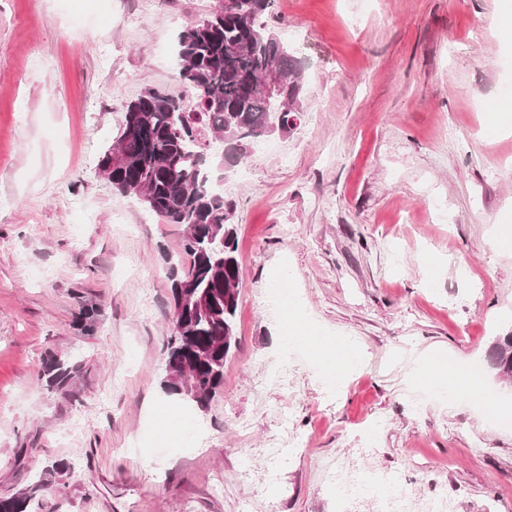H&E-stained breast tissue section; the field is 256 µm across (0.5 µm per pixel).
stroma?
Returning <instances> with one entry per match:
<instances>
[{
    "label": "stroma",
    "instance_id": "obj_1",
    "mask_svg": "<svg viewBox=\"0 0 512 512\" xmlns=\"http://www.w3.org/2000/svg\"><path fill=\"white\" fill-rule=\"evenodd\" d=\"M215 4L0 0V497L40 480L30 512H338L340 463L400 471L454 512H512V424L410 380L432 355L485 365L512 327V127L485 137L490 103L512 99L502 0H274L263 20L303 66L302 123L225 179L243 283L201 408L161 387L183 228L147 223L96 163L130 100L193 107L176 37ZM275 293L360 350L337 399L309 360L268 379ZM50 354L67 389L40 378ZM285 420L307 446L272 478Z\"/></svg>",
    "mask_w": 512,
    "mask_h": 512
}]
</instances>
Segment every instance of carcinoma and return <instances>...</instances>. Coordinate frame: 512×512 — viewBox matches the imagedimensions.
<instances>
[{
  "mask_svg": "<svg viewBox=\"0 0 512 512\" xmlns=\"http://www.w3.org/2000/svg\"><path fill=\"white\" fill-rule=\"evenodd\" d=\"M272 0H219L209 17L177 38L179 76L192 90L196 109L186 111L169 93L152 89L130 101L115 144L98 160L100 173L121 195L149 198L145 206L166 224L184 226L187 273L172 279L173 321L167 365L191 367L206 406L224 384L212 364H224V337L235 335L241 268L237 258L235 205L210 183L203 152L208 137L222 146L218 167L229 174L259 139L288 135L300 122L303 68L275 33L260 22ZM279 72L283 92L258 90L265 73ZM492 371L512 383V330L493 342ZM47 386L66 387L70 371L52 359ZM41 481L0 497V512H27Z\"/></svg>",
  "mask_w": 512,
  "mask_h": 512,
  "instance_id": "obj_1",
  "label": "carcinoma"
}]
</instances>
